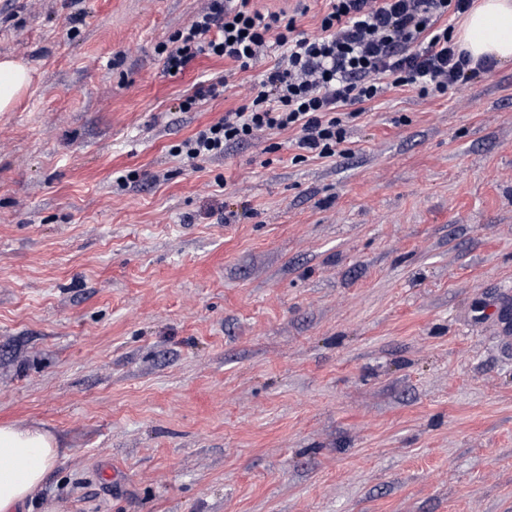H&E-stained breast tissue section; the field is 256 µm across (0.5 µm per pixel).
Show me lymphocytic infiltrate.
<instances>
[{
    "label": "lymphocytic infiltrate",
    "instance_id": "1",
    "mask_svg": "<svg viewBox=\"0 0 512 512\" xmlns=\"http://www.w3.org/2000/svg\"><path fill=\"white\" fill-rule=\"evenodd\" d=\"M473 0H326L319 31L256 9L252 0H205L193 19L158 49L165 71H184L198 56L256 70L252 96L217 122L173 145L189 162L223 157L233 145L294 132L298 150L339 154L361 104L388 89L439 98L490 71L457 44L447 19ZM280 53L264 61L272 47Z\"/></svg>",
    "mask_w": 512,
    "mask_h": 512
}]
</instances>
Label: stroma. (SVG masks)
Wrapping results in <instances>:
<instances>
[{
    "label": "stroma",
    "instance_id": "stroma-1",
    "mask_svg": "<svg viewBox=\"0 0 512 512\" xmlns=\"http://www.w3.org/2000/svg\"><path fill=\"white\" fill-rule=\"evenodd\" d=\"M68 3L0 0L34 72L0 112V423L63 450L17 512H512V64L363 104L346 157L193 164L253 84L165 73L204 0H82L73 38ZM254 5L314 34L326 2ZM205 82L208 83L200 85L191 95L183 97L178 105V111L192 112L199 102L206 99H216L224 95L226 90V79L224 76H215Z\"/></svg>",
    "mask_w": 512,
    "mask_h": 512
}]
</instances>
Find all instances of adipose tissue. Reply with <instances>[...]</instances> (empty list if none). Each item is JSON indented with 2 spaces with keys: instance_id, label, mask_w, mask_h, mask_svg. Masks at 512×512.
Instances as JSON below:
<instances>
[{
  "instance_id": "1",
  "label": "adipose tissue",
  "mask_w": 512,
  "mask_h": 512,
  "mask_svg": "<svg viewBox=\"0 0 512 512\" xmlns=\"http://www.w3.org/2000/svg\"><path fill=\"white\" fill-rule=\"evenodd\" d=\"M458 41L473 59L512 63V0H479ZM33 80L24 62L0 59V112L12 111ZM59 460V443L49 431L0 425V512H15L30 499Z\"/></svg>"
}]
</instances>
